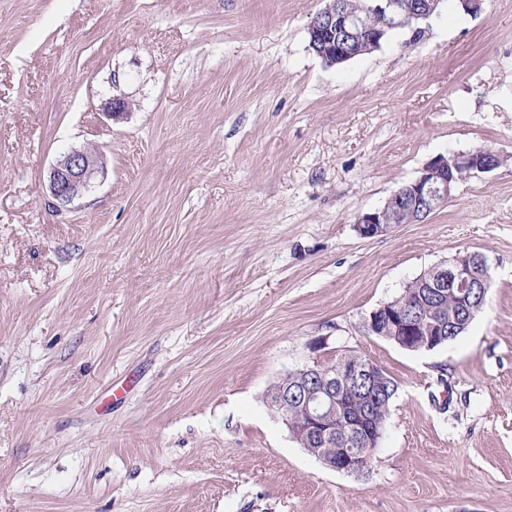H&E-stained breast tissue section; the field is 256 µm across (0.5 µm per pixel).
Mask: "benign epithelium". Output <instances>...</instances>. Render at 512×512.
<instances>
[{
  "label": "benign epithelium",
  "instance_id": "benign-epithelium-1",
  "mask_svg": "<svg viewBox=\"0 0 512 512\" xmlns=\"http://www.w3.org/2000/svg\"><path fill=\"white\" fill-rule=\"evenodd\" d=\"M361 25L360 19L340 7V0H327L317 21L308 26L311 46L329 66L344 61L349 52L336 37V32L358 31ZM495 156L496 153L488 148L436 156L415 180L400 187L383 208L357 215L354 221L356 232L363 238L388 232L392 225L388 224L386 216L394 204L402 207L403 223L424 221L437 205L448 202L459 182L476 173L491 171L490 160ZM103 171L102 155L96 148H75L64 154L51 167L48 176V187L55 204L62 208L73 204ZM477 264L487 267L483 256L471 252L458 253L439 262L425 273V295L434 300L451 296L465 313H472L474 290L480 288L485 293L489 288L488 278L475 279L473 269ZM363 326L366 334L380 336L411 351H431L443 346L454 331V326L443 318L426 320L391 304H383L370 312L363 319ZM385 380L376 363L355 362L338 369H323L320 379L310 386L290 387L285 376L280 379L279 387L268 394V399L278 412L290 399L302 407L303 414L296 420L281 415L294 438L306 435L316 444L341 434L347 447L342 449L339 461H327L325 465L333 470L360 474L371 467L383 431L371 422L369 413L351 414L344 395L358 384L373 395Z\"/></svg>",
  "mask_w": 512,
  "mask_h": 512
}]
</instances>
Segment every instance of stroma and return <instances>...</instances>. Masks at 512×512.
Here are the masks:
<instances>
[{
  "instance_id": "stroma-1",
  "label": "stroma",
  "mask_w": 512,
  "mask_h": 512,
  "mask_svg": "<svg viewBox=\"0 0 512 512\" xmlns=\"http://www.w3.org/2000/svg\"><path fill=\"white\" fill-rule=\"evenodd\" d=\"M324 5L0 0V512H512V0L332 67ZM91 143L104 174L55 208L50 166ZM479 147L501 164L436 214L358 235ZM461 251L491 274L463 334L364 333ZM348 351L397 385L360 477L267 400Z\"/></svg>"
}]
</instances>
